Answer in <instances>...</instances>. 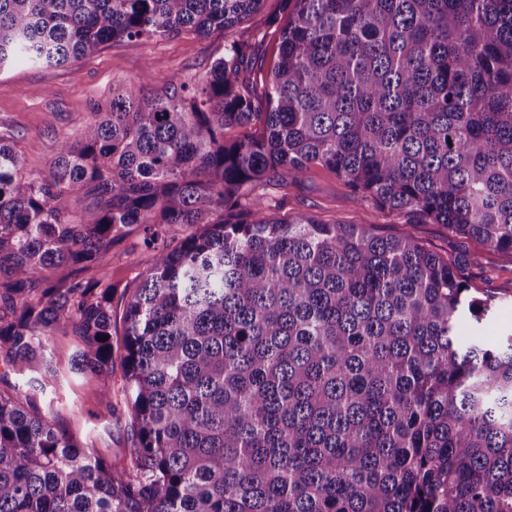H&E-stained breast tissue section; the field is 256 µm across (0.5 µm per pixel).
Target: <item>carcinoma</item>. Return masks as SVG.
Returning a JSON list of instances; mask_svg holds the SVG:
<instances>
[{
    "instance_id": "1",
    "label": "carcinoma",
    "mask_w": 512,
    "mask_h": 512,
    "mask_svg": "<svg viewBox=\"0 0 512 512\" xmlns=\"http://www.w3.org/2000/svg\"><path fill=\"white\" fill-rule=\"evenodd\" d=\"M281 2L260 90L259 46L234 41L189 82L113 90L47 172L0 136V362L40 359L42 390L49 337H80L71 370L130 437L108 462L0 390V512H512V333L482 336L479 256L245 202L322 166L512 253V0ZM263 3L0 0V70ZM135 232L151 264L122 286Z\"/></svg>"
}]
</instances>
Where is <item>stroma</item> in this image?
<instances>
[{"mask_svg": "<svg viewBox=\"0 0 512 512\" xmlns=\"http://www.w3.org/2000/svg\"><path fill=\"white\" fill-rule=\"evenodd\" d=\"M282 15L280 0H265L259 13L230 31L110 42L59 68L14 65L0 72V135L15 143L27 168L47 171L59 139L78 135L93 105L110 101L113 87L136 82L143 70H151L158 87L173 78L190 80L205 73L232 41L246 39L262 41L265 63L273 65L277 34L271 20ZM257 194L275 219L307 214L327 224L371 225L381 233L413 236L435 252L448 251V231L443 225L379 208L320 166L311 167L303 179L288 187H261ZM465 248L481 256L479 265L468 268L465 275L473 295L493 299L497 307L498 316L486 331L494 340L512 329V255L486 250L474 240L467 241ZM79 343L73 335L52 337L49 351L58 363V379L36 393L35 401L42 410L54 411L59 423L90 452L111 460L128 448V436L110 418L96 416L99 380L70 372L68 354Z\"/></svg>", "mask_w": 512, "mask_h": 512, "instance_id": "obj_1", "label": "stroma"}]
</instances>
